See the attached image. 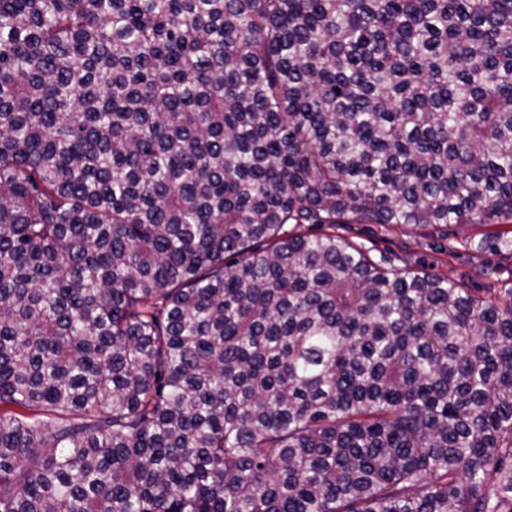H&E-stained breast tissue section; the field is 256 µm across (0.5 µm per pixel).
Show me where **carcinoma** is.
Returning a JSON list of instances; mask_svg holds the SVG:
<instances>
[{
  "label": "carcinoma",
  "mask_w": 512,
  "mask_h": 512,
  "mask_svg": "<svg viewBox=\"0 0 512 512\" xmlns=\"http://www.w3.org/2000/svg\"><path fill=\"white\" fill-rule=\"evenodd\" d=\"M512 0H0V512H512ZM487 228L481 226H464L452 228L455 236L448 240L424 237L408 232L404 227L392 225L383 231L377 224H345L336 230L347 238L362 242L373 249V253L386 254L396 264H401L409 257H424L429 262L437 264V271L446 272L450 267L470 275L472 288H508L512 287V278H508V270L512 268V261L504 259L503 255L477 252L466 245V241L475 236L480 238L481 232ZM454 243V257L440 254L435 248L438 245L448 246ZM442 261V262H441ZM501 267L500 275L488 277L486 274ZM499 278V281H496Z\"/></svg>",
  "instance_id": "carcinoma-1"
}]
</instances>
